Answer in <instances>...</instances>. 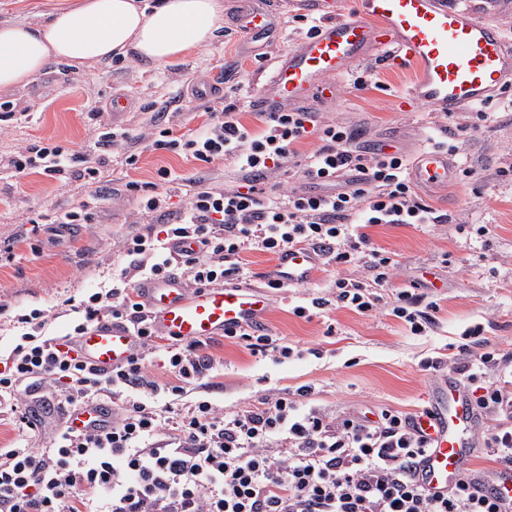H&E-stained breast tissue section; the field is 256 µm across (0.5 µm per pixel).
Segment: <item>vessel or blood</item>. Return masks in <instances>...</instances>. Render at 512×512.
<instances>
[{"mask_svg": "<svg viewBox=\"0 0 512 512\" xmlns=\"http://www.w3.org/2000/svg\"><path fill=\"white\" fill-rule=\"evenodd\" d=\"M236 21L248 43L268 39L272 16L239 0ZM341 12L337 0H288L301 13H317L318 31L278 60L270 77L255 93L254 105L263 112L286 105L325 103L336 93L334 81L375 49L386 50L390 62H412L417 75L407 96L453 113L482 104L512 83V43L505 39L490 14L512 9V0H354ZM455 174L447 152L426 148L408 175L424 190L447 186ZM320 256L310 248L285 252L270 278L291 287L309 283ZM141 289L151 310L152 327L162 336L206 341L241 328L263 327L267 304L259 291L235 286L188 290L181 278L148 279ZM140 343L125 325L112 320L92 324L75 346L83 358L103 372L127 362ZM428 405L416 417L428 433L432 448L417 470L427 491L444 493L468 479L478 494L512 496V469L470 470L468 464L480 443V419L464 387L441 377L431 388ZM73 427L109 429L112 415L104 404L81 407L70 420Z\"/></svg>", "mask_w": 512, "mask_h": 512, "instance_id": "vessel-or-blood-1", "label": "vessel or blood"}]
</instances>
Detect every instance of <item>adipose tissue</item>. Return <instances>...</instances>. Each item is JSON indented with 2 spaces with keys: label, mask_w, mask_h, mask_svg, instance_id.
<instances>
[{
  "label": "adipose tissue",
  "mask_w": 512,
  "mask_h": 512,
  "mask_svg": "<svg viewBox=\"0 0 512 512\" xmlns=\"http://www.w3.org/2000/svg\"><path fill=\"white\" fill-rule=\"evenodd\" d=\"M223 28L224 0H61L40 23L0 22V90L27 85L53 61L172 64Z\"/></svg>",
  "instance_id": "adipose-tissue-1"
}]
</instances>
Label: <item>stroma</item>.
<instances>
[{
  "instance_id": "35a3bbf8",
  "label": "stroma",
  "mask_w": 512,
  "mask_h": 512,
  "mask_svg": "<svg viewBox=\"0 0 512 512\" xmlns=\"http://www.w3.org/2000/svg\"><path fill=\"white\" fill-rule=\"evenodd\" d=\"M224 3L223 35L176 64L152 67L131 56L106 68L77 70L53 63L28 85L0 91V249L11 250L10 259L0 262V304L9 314L40 308L48 314L49 334L69 332L73 305L129 263L118 240L135 231L138 209L124 193L126 183L155 182L159 169L169 170L170 181L161 190L169 209L177 210L188 201V179L234 178L233 160L205 163L153 149L147 139L162 128L177 138L189 136L230 103L238 105L246 126L264 128V114L252 102L254 91L275 61L304 40L305 29L293 21L284 0H260L277 16L274 36L260 58L250 53L235 26L234 0ZM414 75L412 67L393 66L384 52L374 51L337 79L336 94L317 106L318 117L362 129L364 146L395 144L405 157H413L443 140L441 126L468 120L463 112L448 119L431 104L404 99ZM358 77L364 87L355 86ZM116 96L128 101L118 114L112 110ZM483 109L490 120L455 140L456 160L470 170V178L421 194L449 216V223L369 230L374 245L392 252L398 263L390 288L408 289L437 303L431 329L416 336L395 317H365L333 306L315 311L309 320L296 317L295 305L332 297L334 273L319 271L301 287L270 288L265 273L273 265L271 257L249 251L244 284L264 288L265 327L295 355L276 362L251 354L234 340H212L205 352L216 368L189 386L188 398L202 396L233 413L267 394L308 385L310 407L340 413L389 408L410 416L424 407L435 381L421 369V361L458 357L468 328L481 326L492 348L512 353V181L497 175L512 167V87ZM106 128L118 140L101 156L94 143ZM47 141L101 162L107 193L92 201L84 179L74 172L51 176L9 166L20 148ZM132 154L138 161L131 166L126 158ZM87 200L93 203L95 223L68 230L56 224L59 214ZM483 225L489 234H479Z\"/></svg>"
}]
</instances>
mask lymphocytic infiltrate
I'll use <instances>...</instances> for the list:
<instances>
[{"label": "lymphocytic infiltrate", "instance_id": "lymphocytic-infiltrate-1", "mask_svg": "<svg viewBox=\"0 0 512 512\" xmlns=\"http://www.w3.org/2000/svg\"><path fill=\"white\" fill-rule=\"evenodd\" d=\"M312 136L319 145L305 158L307 186L264 188L267 173L290 164L297 145ZM360 138V130L317 120L304 107L270 113L258 133L240 121L232 104L192 136L177 138L166 128L154 133L153 149L204 162L229 157L238 176L227 184L190 180L188 202L176 217L157 183H127L147 222L145 230L120 241L129 265L78 304L65 336L47 334L44 310L14 317L18 340L0 369V408L35 432L40 422L34 407L66 414L103 401L112 407V426L98 432L57 424L44 447L0 448V512H502L464 481L444 494L418 485L428 439L413 417L388 408L371 416L307 408V386L233 415L205 399L170 416L158 407L183 396L214 360L202 342L173 340L165 346L166 378L149 373L146 358L157 344L143 280L177 272L194 286L217 287L243 278L244 252L277 259L305 245L319 252L324 266H366L383 285L397 262L374 246L369 228L447 223V215L418 195L400 151L364 148ZM77 163L92 194H100L99 168L52 143L20 149L11 166L51 174ZM184 241L195 243V250L175 258L173 244ZM334 286L337 306L362 316L387 313L415 335L426 333L438 309L431 302L419 310V295L406 289L386 299L352 278L337 277ZM332 302L315 297L293 313L307 319ZM103 317L125 322L142 339L128 363L107 374L85 363L74 343ZM482 333L478 326L465 330L459 358L426 359L421 368L458 375L485 418L483 447L511 469L512 391L503 382L512 353L492 349Z\"/></svg>", "mask_w": 512, "mask_h": 512}]
</instances>
